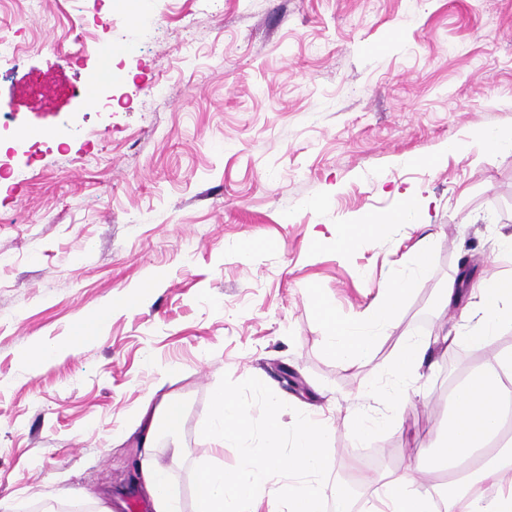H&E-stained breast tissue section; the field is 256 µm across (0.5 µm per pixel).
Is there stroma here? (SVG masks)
Instances as JSON below:
<instances>
[{
  "instance_id": "obj_1",
  "label": "stroma",
  "mask_w": 512,
  "mask_h": 512,
  "mask_svg": "<svg viewBox=\"0 0 512 512\" xmlns=\"http://www.w3.org/2000/svg\"><path fill=\"white\" fill-rule=\"evenodd\" d=\"M115 2L0 0V36L18 48L4 64L15 80L0 82L12 104L0 112V501L50 512L66 485L139 494L136 419L160 387L183 419L157 427L155 453L192 512L194 467L239 462L201 435L227 374L264 377L287 405L283 426L299 410L332 417L327 483L370 512L356 470L411 464L442 435L452 389L512 349V323L479 352L434 345L452 316L448 282L466 305L512 233V153L483 155L475 138L512 130V0H133L118 16ZM80 21L87 39L123 49L108 112L70 92L97 63L67 60ZM451 140L468 154H444ZM410 189L428 227L337 250L344 225ZM425 236L424 286L371 360L327 358L313 299L345 320L364 313ZM147 279L139 308L114 313L99 339L34 371L22 363L29 342L67 341ZM408 336L432 343L409 403L359 398L368 379L389 384ZM354 407L382 422L363 443L345 419Z\"/></svg>"
}]
</instances>
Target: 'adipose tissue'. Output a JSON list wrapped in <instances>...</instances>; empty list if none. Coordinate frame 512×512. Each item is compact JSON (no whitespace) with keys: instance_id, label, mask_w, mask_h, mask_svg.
<instances>
[{"instance_id":"ef3b65f1","label":"adipose tissue","mask_w":512,"mask_h":512,"mask_svg":"<svg viewBox=\"0 0 512 512\" xmlns=\"http://www.w3.org/2000/svg\"><path fill=\"white\" fill-rule=\"evenodd\" d=\"M427 214L418 205L415 193L402 195L398 208L372 218L364 224L349 225L337 236L336 247L346 251L356 246L360 236L392 224L424 226ZM410 270L393 271L384 294L362 315L344 320L324 302L316 309L323 321L326 353L330 359L353 365L369 358L381 338L377 327L393 324L405 302L422 287L431 266L432 251L426 239L410 249ZM470 301L458 311L460 320L470 322L465 337L472 350L491 345L504 322L512 320V272L496 269L486 273L468 290ZM138 294L125 290L114 295L68 343L34 344L23 360L35 366L96 340L113 310H135ZM430 348L417 338H406L391 364L395 379L389 391H381L370 380L360 397L386 394L393 401L405 398V381L423 365ZM512 376V349L500 351L496 365L462 382L452 393L451 409L444 436L432 448L420 449L413 464L381 475L358 472L360 484L373 486L380 506L377 512H512V438L503 434L506 406L512 405V387L505 383ZM182 418L180 404L162 395L153 409L139 414L141 452L136 466V481L150 500L153 512H175L167 493L170 470L156 458L154 439L158 423L177 429ZM497 490L491 500H483V486Z\"/></svg>"}]
</instances>
